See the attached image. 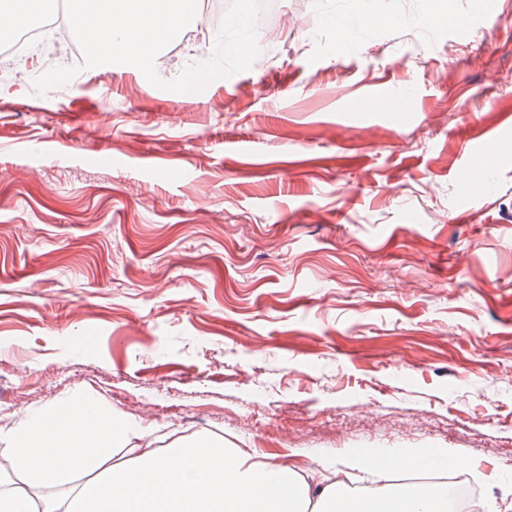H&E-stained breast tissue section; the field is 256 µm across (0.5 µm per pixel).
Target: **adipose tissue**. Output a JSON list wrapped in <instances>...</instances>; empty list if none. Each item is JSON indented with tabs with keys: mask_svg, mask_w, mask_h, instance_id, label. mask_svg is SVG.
Returning a JSON list of instances; mask_svg holds the SVG:
<instances>
[{
	"mask_svg": "<svg viewBox=\"0 0 512 512\" xmlns=\"http://www.w3.org/2000/svg\"><path fill=\"white\" fill-rule=\"evenodd\" d=\"M130 449L124 465L106 462V449ZM0 512H448L442 485L429 481L430 458L467 470L453 448H345L322 454L333 482L309 480L292 460L248 448H227L200 436L154 447L139 423L102 411L96 399L72 393L62 409L24 415L0 435ZM416 472L361 493L345 492L344 479L393 471ZM71 485L67 497L51 491Z\"/></svg>",
	"mask_w": 512,
	"mask_h": 512,
	"instance_id": "obj_1",
	"label": "adipose tissue"
}]
</instances>
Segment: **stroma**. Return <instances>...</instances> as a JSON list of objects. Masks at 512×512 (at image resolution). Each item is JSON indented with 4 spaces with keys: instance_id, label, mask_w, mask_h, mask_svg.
Segmentation results:
<instances>
[{
    "instance_id": "1",
    "label": "stroma",
    "mask_w": 512,
    "mask_h": 512,
    "mask_svg": "<svg viewBox=\"0 0 512 512\" xmlns=\"http://www.w3.org/2000/svg\"><path fill=\"white\" fill-rule=\"evenodd\" d=\"M439 8L469 25L427 37ZM304 24L189 97L66 60L0 74V430L75 391L155 436L314 466L454 448L512 505V0H279ZM198 24L159 54L208 56ZM411 83L405 102L370 99ZM481 142L492 179L455 175ZM486 180V172L480 167L465 166L461 168L455 179V186L458 197L467 199L472 196L474 188Z\"/></svg>"
}]
</instances>
